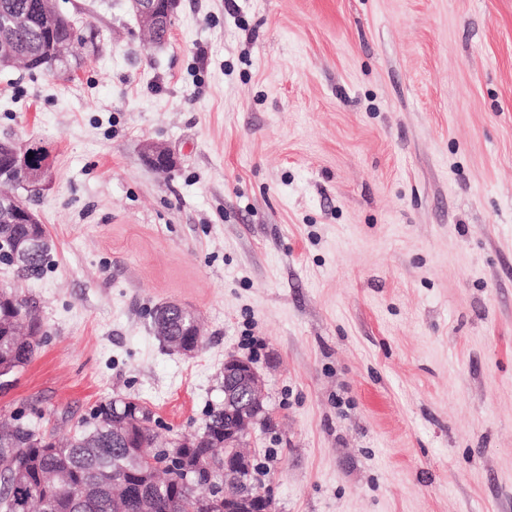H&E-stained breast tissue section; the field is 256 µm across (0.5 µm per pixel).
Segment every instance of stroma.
<instances>
[{
  "mask_svg": "<svg viewBox=\"0 0 512 512\" xmlns=\"http://www.w3.org/2000/svg\"><path fill=\"white\" fill-rule=\"evenodd\" d=\"M55 5L74 77L0 69V140L53 174L19 190L50 263L0 264L43 322L0 419L132 397L175 438L235 353L273 512H512V0H181L159 48L127 0ZM173 313L179 315H175L171 320ZM181 320L183 324H187L188 328L191 329L187 335L181 336H197V339L194 342H186L180 337L169 338L165 346L169 351L182 355L196 353L201 346V336L198 332L197 318L193 310L181 304L170 302L162 306V309H156L153 316L155 336H177L172 335L171 325L174 333L181 334Z\"/></svg>",
  "mask_w": 512,
  "mask_h": 512,
  "instance_id": "1",
  "label": "stroma"
}]
</instances>
